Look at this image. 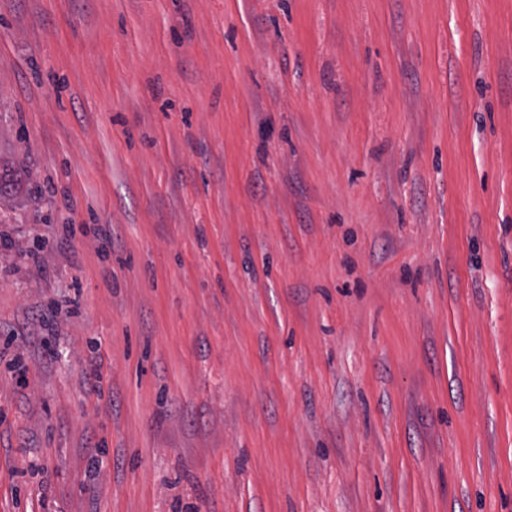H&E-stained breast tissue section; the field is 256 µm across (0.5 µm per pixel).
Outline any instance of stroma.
<instances>
[{
  "mask_svg": "<svg viewBox=\"0 0 512 512\" xmlns=\"http://www.w3.org/2000/svg\"><path fill=\"white\" fill-rule=\"evenodd\" d=\"M0 168V512H512V0H0Z\"/></svg>",
  "mask_w": 512,
  "mask_h": 512,
  "instance_id": "obj_1",
  "label": "stroma"
}]
</instances>
